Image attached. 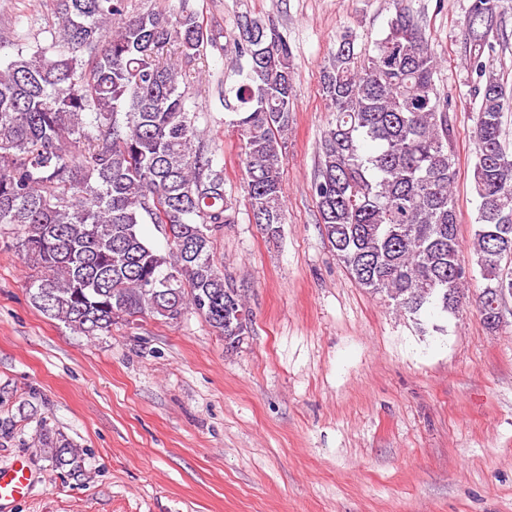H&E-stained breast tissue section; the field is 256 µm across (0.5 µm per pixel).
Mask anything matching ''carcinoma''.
Instances as JSON below:
<instances>
[{
  "label": "carcinoma",
  "instance_id": "1",
  "mask_svg": "<svg viewBox=\"0 0 512 512\" xmlns=\"http://www.w3.org/2000/svg\"><path fill=\"white\" fill-rule=\"evenodd\" d=\"M47 45L20 43L0 60V224L33 274L36 309L85 336L143 314L177 320L191 309L232 347L249 335L241 289L214 264L211 239L235 223L224 174L199 143L180 83L163 61L175 45L188 67L208 40L198 11L131 13L127 0H54ZM503 0H472L460 57L477 76L473 183L480 199L468 247L458 238L457 155L448 97L435 83L437 60L421 19L395 0L372 51L346 32L320 81L332 121L312 178L325 235L357 283L417 316L459 312L464 253L484 288L512 289V152L502 138L512 93L487 58L499 39ZM237 42L241 79L224 88V110L242 144L252 221L285 223L280 180L294 84L288 42L243 16ZM168 227L154 249L145 221ZM46 455L63 465L77 449L45 427Z\"/></svg>",
  "mask_w": 512,
  "mask_h": 512
}]
</instances>
